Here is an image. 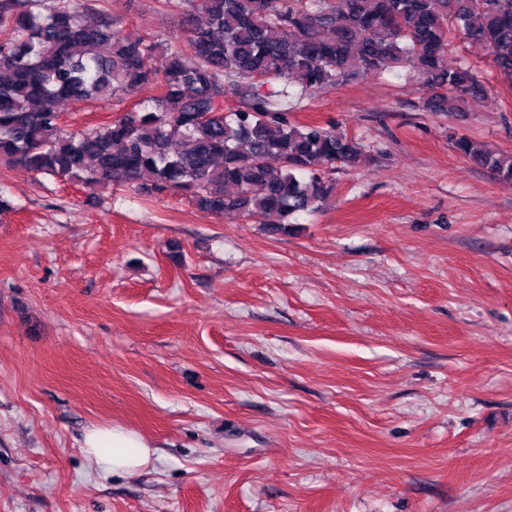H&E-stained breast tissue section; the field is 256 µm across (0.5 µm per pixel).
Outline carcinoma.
Here are the masks:
<instances>
[{"mask_svg": "<svg viewBox=\"0 0 512 512\" xmlns=\"http://www.w3.org/2000/svg\"><path fill=\"white\" fill-rule=\"evenodd\" d=\"M103 3L0 0V162L90 190L181 192L271 235L322 207L334 189L326 169L366 158L335 128L292 118L352 64L410 68L433 89L422 108L446 112L484 91L449 54L454 24L512 80V0H178L185 38L157 59L121 35ZM84 11L100 20L84 23ZM145 85L157 94L115 119L63 125L65 98L123 99ZM454 148L512 180V154L466 136Z\"/></svg>", "mask_w": 512, "mask_h": 512, "instance_id": "cac0c4a2", "label": "carcinoma"}]
</instances>
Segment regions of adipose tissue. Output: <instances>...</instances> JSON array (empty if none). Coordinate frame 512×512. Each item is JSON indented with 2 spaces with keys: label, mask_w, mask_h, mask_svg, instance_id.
<instances>
[{
  "label": "adipose tissue",
  "mask_w": 512,
  "mask_h": 512,
  "mask_svg": "<svg viewBox=\"0 0 512 512\" xmlns=\"http://www.w3.org/2000/svg\"><path fill=\"white\" fill-rule=\"evenodd\" d=\"M82 446L87 454L102 463L107 470L129 475L148 465L153 455L148 440L119 426L88 430Z\"/></svg>",
  "instance_id": "1"
}]
</instances>
